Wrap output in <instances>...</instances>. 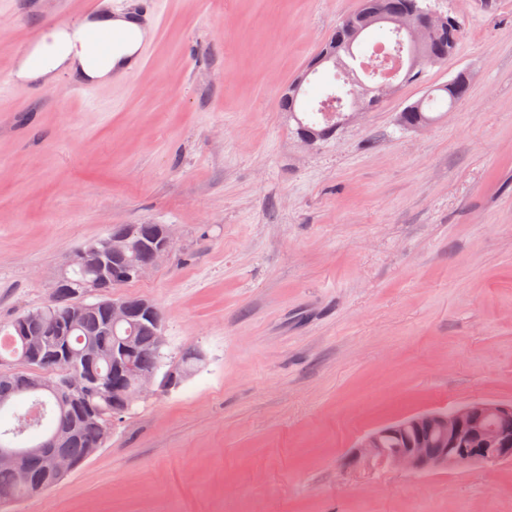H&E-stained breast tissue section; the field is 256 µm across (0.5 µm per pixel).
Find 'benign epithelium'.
<instances>
[{"instance_id": "obj_1", "label": "benign epithelium", "mask_w": 512, "mask_h": 512, "mask_svg": "<svg viewBox=\"0 0 512 512\" xmlns=\"http://www.w3.org/2000/svg\"><path fill=\"white\" fill-rule=\"evenodd\" d=\"M370 24L385 22L404 35L408 48V57L404 67L406 74H420L428 66L442 64L447 57L436 58L426 51L429 39L438 37L454 42L451 35L453 19L426 10L414 0L406 8L390 16L376 11H368ZM340 61L336 53V41L325 42L314 61L322 67L333 66ZM400 83L393 79H376L372 85H360L349 105V114L336 122L341 127L353 120L369 107L384 102L395 93ZM136 227L125 225L112 231V235L86 243L69 261L72 267L77 263L95 267L96 277L82 285V291H70L72 304L80 309L87 308V298L109 299L112 327H131L138 332L148 331L153 336L162 335V325L156 305L146 301L147 323L137 324L133 321L134 312L120 298H114L105 291L114 277L126 281L140 280L165 257L173 242L172 228L167 224L158 226L156 240L144 247V256L134 254L132 239ZM39 325L41 335H29V327ZM58 321L44 314H34L20 318L12 331L20 336L27 357L44 364H52L59 358L53 340ZM138 352L136 343L126 341L115 358V366L128 378L132 388L130 402L134 403L154 392L160 386L157 373L145 371L138 367L135 356ZM96 383L94 376L88 374L75 362L70 363L62 379H45L39 387L54 395H63L68 403L81 394L80 388L90 387ZM413 438L404 448H389L386 445L389 436H406ZM61 435L42 441L40 447L33 449L0 448V466L14 472L17 486L31 489V469L39 464H46L56 477L66 475L72 469L69 458L58 451ZM362 452L355 457L358 463L368 466L392 465L406 469L415 474H429L463 465L496 464L512 460V403H500L490 400L469 402L461 407L440 408L397 419L381 428L366 434L360 443Z\"/></svg>"}]
</instances>
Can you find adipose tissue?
<instances>
[{
	"label": "adipose tissue",
	"instance_id": "ef3b65f1",
	"mask_svg": "<svg viewBox=\"0 0 512 512\" xmlns=\"http://www.w3.org/2000/svg\"><path fill=\"white\" fill-rule=\"evenodd\" d=\"M122 28L130 30V37L121 43L113 54L101 59L97 64H89L86 56L87 38L90 33ZM134 21L113 15L110 10H102L96 17L86 19L75 26H62L51 35L50 42L38 47L41 58L39 65H31L29 60H20L15 76L23 84L42 83L54 80L59 72L66 71L84 79L108 81L115 68L121 67L126 56L132 55L142 39L136 31Z\"/></svg>",
	"mask_w": 512,
	"mask_h": 512
}]
</instances>
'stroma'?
<instances>
[{"instance_id":"stroma-1","label":"stroma","mask_w":512,"mask_h":512,"mask_svg":"<svg viewBox=\"0 0 512 512\" xmlns=\"http://www.w3.org/2000/svg\"><path fill=\"white\" fill-rule=\"evenodd\" d=\"M58 0H0V72ZM362 0H159L152 62L61 111L0 89V326L44 305L119 224L173 244L123 295L172 363L107 442L12 512H512V461L415 474L352 463L393 420L512 402V0H425L455 54L302 146L280 97ZM470 75L420 129L398 114Z\"/></svg>"}]
</instances>
